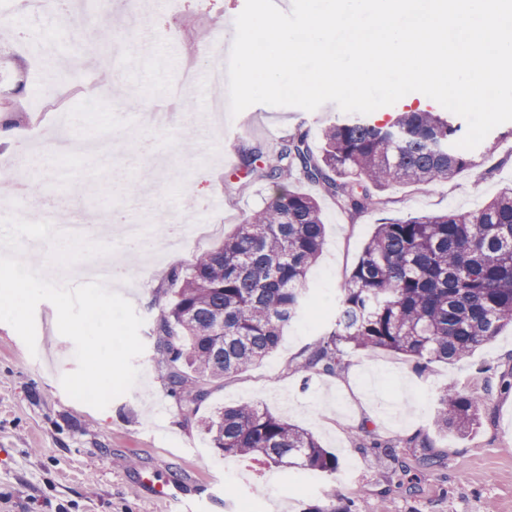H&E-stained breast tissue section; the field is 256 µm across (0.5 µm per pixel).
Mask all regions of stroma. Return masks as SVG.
<instances>
[{
  "label": "stroma",
  "instance_id": "obj_1",
  "mask_svg": "<svg viewBox=\"0 0 512 512\" xmlns=\"http://www.w3.org/2000/svg\"><path fill=\"white\" fill-rule=\"evenodd\" d=\"M100 2L105 20L120 21L121 71L109 50L87 57L95 39L85 20L0 15V128L24 136L23 148L0 145V179L23 178L24 159L49 149L58 130V89L92 83L101 69L109 74L107 90L91 98L75 95L68 105L69 128L83 147L65 163L95 172L80 197L68 187L43 184L46 207L57 215L80 213L93 224L120 210L126 221L153 230L170 215L215 230L189 245L168 237L161 264L147 274L133 264L128 281L116 285L144 320L145 350L134 361L136 385L105 409L63 390L62 376L77 367L75 346L59 333L52 303L36 307L35 350L0 322V512H171L134 483L140 469L214 493L211 512H236L246 502L255 512H308L333 501L352 503L355 512H512V390L501 387L502 375L512 372L511 326L450 364L420 369L402 354L359 350L349 352L347 366L334 375L295 370L301 352L331 327L339 291L376 224L474 209L512 184V138L490 132L474 150L477 168L449 181L393 186L380 211L350 215L320 188L301 183L318 199L325 223L324 246L307 280L309 303L284 329L277 350L213 387L191 412L168 395L152 334L179 287L168 273L188 272L198 255L222 245L243 216L272 195L266 181L246 173L245 155L273 156L299 131L318 146L322 128L339 109L332 102L312 112L257 104L235 117L210 113L207 76L223 68L220 48L233 42L245 0H180L174 11L161 0H138L134 11L128 0ZM201 42L212 44L213 53L198 54ZM188 67L196 81L183 93L189 105L179 109L174 126L128 125L129 99L143 111L166 105ZM215 195L224 201L218 210L208 205ZM451 385L491 398L465 435L434 425L438 398ZM240 402L266 406L308 431L338 455L349 480L332 474L330 492L305 494L297 469L222 456L200 422ZM362 425L371 440L398 444L400 461L354 441ZM426 454L436 460L428 470L420 464Z\"/></svg>",
  "mask_w": 512,
  "mask_h": 512
}]
</instances>
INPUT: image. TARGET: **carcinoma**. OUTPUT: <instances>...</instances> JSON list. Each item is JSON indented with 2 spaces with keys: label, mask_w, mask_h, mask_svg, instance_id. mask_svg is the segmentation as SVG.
I'll return each instance as SVG.
<instances>
[{
  "label": "carcinoma",
  "mask_w": 512,
  "mask_h": 512,
  "mask_svg": "<svg viewBox=\"0 0 512 512\" xmlns=\"http://www.w3.org/2000/svg\"><path fill=\"white\" fill-rule=\"evenodd\" d=\"M462 125L446 112L408 110L379 124L351 114L328 123L314 150L299 131L256 168L279 188L245 216L224 244L196 257L154 328L166 385L196 411L211 386L275 351L283 329L308 300L307 274L325 224L317 199L288 187L294 176L322 187L351 214L385 205L394 184L450 181L477 166L455 146ZM331 330L296 368L334 374L347 350H384L451 363L512 326V186L466 212L383 221L364 246L336 302ZM489 397L443 390L435 424L465 434ZM201 427L224 456L275 465L290 455L303 469L334 474L336 454L306 430L253 403L220 409Z\"/></svg>",
  "instance_id": "cac0c4a2"
}]
</instances>
